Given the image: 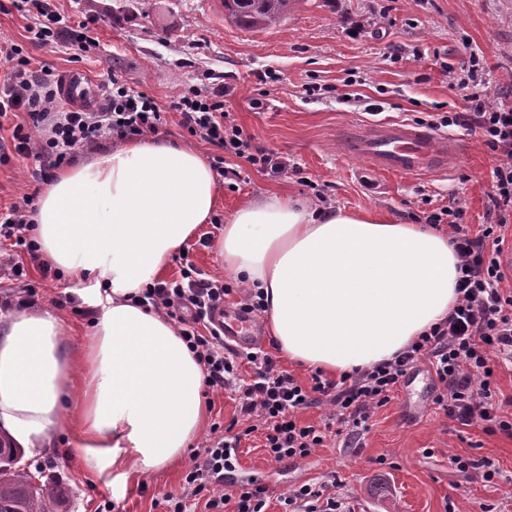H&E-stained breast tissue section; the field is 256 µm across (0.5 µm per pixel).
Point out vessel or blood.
I'll list each match as a JSON object with an SVG mask.
<instances>
[{
  "label": "vessel or blood",
  "instance_id": "1",
  "mask_svg": "<svg viewBox=\"0 0 512 512\" xmlns=\"http://www.w3.org/2000/svg\"><path fill=\"white\" fill-rule=\"evenodd\" d=\"M62 85L65 101L93 104L98 100L97 89L83 73H68ZM344 144L348 153L367 158L375 171L398 175L442 170L448 158L459 154L452 138L400 121L366 125L350 133ZM214 322L236 346L249 347L258 339L257 322L243 314L220 309L214 313Z\"/></svg>",
  "mask_w": 512,
  "mask_h": 512
}]
</instances>
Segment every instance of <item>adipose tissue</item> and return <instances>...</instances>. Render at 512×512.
<instances>
[{
  "label": "adipose tissue",
  "mask_w": 512,
  "mask_h": 512,
  "mask_svg": "<svg viewBox=\"0 0 512 512\" xmlns=\"http://www.w3.org/2000/svg\"><path fill=\"white\" fill-rule=\"evenodd\" d=\"M196 150L132 140L59 171L33 220L45 264L88 279L99 311L74 349L44 308L0 315V430L31 455L76 434L88 474L128 485L178 461L206 420L203 370L168 319L135 303L217 207ZM224 270L263 292L288 361L350 373L392 359L456 300L448 234L281 196L239 206L218 241Z\"/></svg>",
  "instance_id": "ef3b65f1"
}]
</instances>
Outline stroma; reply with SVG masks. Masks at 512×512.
I'll return each mask as SVG.
<instances>
[{"instance_id": "1", "label": "stroma", "mask_w": 512, "mask_h": 512, "mask_svg": "<svg viewBox=\"0 0 512 512\" xmlns=\"http://www.w3.org/2000/svg\"><path fill=\"white\" fill-rule=\"evenodd\" d=\"M58 10L80 20L96 17L92 41L79 59L66 51L38 48L31 24L0 0V45H17L23 56L56 73L78 69L94 83L118 73L161 106L193 88L207 87V75L222 77L229 92L224 108L256 144L287 158L294 170L273 175L243 165L236 188L220 184L219 220L240 205L278 195L314 200L323 191L333 205L412 223L415 215L459 202L465 224L478 229L491 206L496 154L480 134L450 126L446 135L463 140L464 157L425 176L378 173L364 160L340 151L336 140L347 124L379 118L409 123L440 112L466 109L463 92L449 89L440 62L465 76L471 55L484 70L479 92L491 102L512 104V0H301L280 25L262 32L238 27L224 16V0H54ZM264 106L255 109L256 90ZM31 160L14 156L0 164V206L32 192ZM221 232L207 224L191 240L189 258L206 273L224 277L217 249ZM37 287L39 306L53 309L72 345L89 323L71 308L55 304L84 283L75 277L43 279L29 268L25 282L2 281L19 292ZM436 386L427 365H419L392 400L376 409L360 447L329 441L302 460L268 462L259 437L242 441L236 475L254 478L272 495L311 480L337 476L344 512H512V437L460 428L433 398ZM53 448L30 467L50 462L47 476L67 485L74 512H96L111 485L91 478L65 428L51 432ZM488 457L499 470L490 483L470 480L448 457ZM193 463L150 474L114 498L115 512H158L153 498L179 493Z\"/></svg>"}]
</instances>
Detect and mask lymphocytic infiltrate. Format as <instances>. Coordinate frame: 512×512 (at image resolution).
Listing matches in <instances>:
<instances>
[{"label": "lymphocytic infiltrate", "instance_id": "obj_1", "mask_svg": "<svg viewBox=\"0 0 512 512\" xmlns=\"http://www.w3.org/2000/svg\"><path fill=\"white\" fill-rule=\"evenodd\" d=\"M17 11L33 16L34 41L49 51L85 50L90 20L70 22L52 0H15ZM104 89V103L65 107L62 77L50 67L32 69L29 58L15 47H0V124H10V142L0 141V164L17 154L32 159L34 181L46 180L52 170L71 163L77 151L101 150L133 137L159 134L169 114L192 138L216 147L213 165L227 180H239V167L227 166L230 157L245 160L260 171L280 174L288 169L282 156L252 145L224 108L220 87L195 89L161 109L146 93L113 74ZM465 112L437 116L433 126L477 129L487 147L498 156L492 170L494 196L488 222L478 232L464 224L462 206L452 204L425 218L433 227L447 226L457 255L456 301L447 318L430 327L393 359L367 369L327 377L314 371L300 382L282 369L263 349L238 351L226 347L224 336L212 326L210 314L222 307L232 284L215 279L179 256L180 277L156 281L142 292V305L178 320L182 339L202 364L208 390L234 393L238 414L230 426L212 423L184 474L180 493L154 499L162 512H268L269 490L256 480L234 477L231 452L253 433H261L269 461L280 463L308 457L334 436L356 448L369 429L377 408L392 399L418 364L428 363L439 389L433 399L448 418L464 427L484 425L487 432L512 436V418L502 416L496 398L495 365H512V274L502 266L501 254L508 225L512 224V105L468 97ZM33 195L0 212V240L10 241L12 252L0 254V279L21 280L27 272L14 249L38 262L39 247L30 218ZM328 407L319 424L302 423L299 415ZM340 483L330 479L287 489L278 500L282 512H338Z\"/></svg>", "mask_w": 512, "mask_h": 512}]
</instances>
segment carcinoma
Here are the masks:
<instances>
[{
  "label": "carcinoma",
  "instance_id": "cac0c4a2",
  "mask_svg": "<svg viewBox=\"0 0 512 512\" xmlns=\"http://www.w3.org/2000/svg\"><path fill=\"white\" fill-rule=\"evenodd\" d=\"M299 0H224V15L239 27L261 32L277 26ZM23 451L9 437L0 436V512H71V489L45 482L33 488L15 469Z\"/></svg>",
  "mask_w": 512,
  "mask_h": 512
}]
</instances>
